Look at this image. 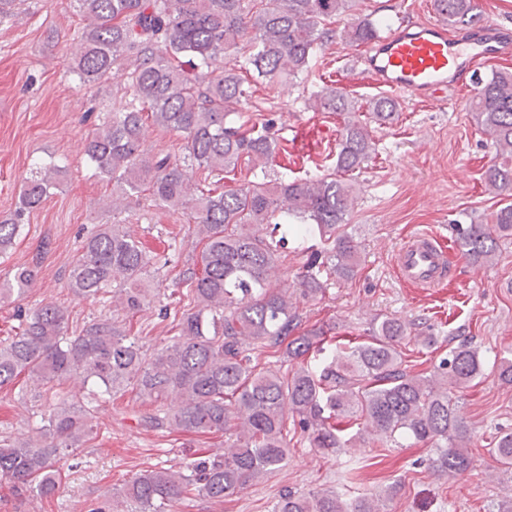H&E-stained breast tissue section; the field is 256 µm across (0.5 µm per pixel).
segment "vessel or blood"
<instances>
[{"label": "vessel or blood", "mask_w": 512, "mask_h": 512, "mask_svg": "<svg viewBox=\"0 0 512 512\" xmlns=\"http://www.w3.org/2000/svg\"><path fill=\"white\" fill-rule=\"evenodd\" d=\"M511 54V28L493 24L452 34L424 22L380 38L362 63L375 86L439 102L448 88L471 86L480 65ZM396 266L403 282L436 288L447 278V252L436 235L419 233L399 249Z\"/></svg>", "instance_id": "obj_1"}]
</instances>
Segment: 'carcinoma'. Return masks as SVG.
Wrapping results in <instances>:
<instances>
[{
  "instance_id": "cac0c4a2",
  "label": "carcinoma",
  "mask_w": 512,
  "mask_h": 512,
  "mask_svg": "<svg viewBox=\"0 0 512 512\" xmlns=\"http://www.w3.org/2000/svg\"><path fill=\"white\" fill-rule=\"evenodd\" d=\"M356 0H73L86 21L74 56L80 83L97 86L115 71L127 74L129 100L99 119L83 144L86 160L105 179L123 185L107 211L124 212L132 197L147 195L155 206L186 217L188 232L203 245L182 271L183 309L173 318L177 334L157 348L132 333V322L151 302L150 269L169 263L124 225L102 224L86 237L71 262L65 285L77 298L107 301L114 283L124 318L101 317L69 335L68 308L46 302L29 313L17 310L15 335L0 340V389L24 375L39 386L60 384L80 373L92 385L91 403L59 404L41 417L37 436L0 438V478L14 495H48L59 487L57 463L67 455L79 464L85 444L98 431L94 404L127 393L148 401L152 412L139 423L160 432L221 435L224 449L187 457L178 470H141L125 484L123 509L112 512H176L191 496L224 502L288 461V425L310 446L328 455L366 437L385 445L399 438L432 448L431 469L455 477L474 465V433L460 415V392L483 369L479 350L467 343L448 349L428 375L409 369L400 348L434 336H412L406 322L386 317L367 337L326 357L325 332H299V308L288 286L269 271L287 257L288 238L314 235L315 252L299 275L300 296L313 300L332 283L358 273L360 243L348 224L353 186L344 175L375 151L368 122L391 124L399 103L387 96L357 103L329 87L313 97L320 112L348 115L328 174L249 181L220 191L205 189L194 169L224 180L247 162L273 163L277 142L270 121L238 123L232 115L246 100L243 85L272 87L283 70H308L323 35ZM448 26L463 28L480 18L476 0H433ZM374 24L363 19L343 30L350 46L372 43ZM243 42V64L217 66ZM470 111L492 137L496 160L483 172L489 187L512 197V70L492 72ZM184 140L183 160L149 155L143 148L147 121ZM65 173L58 165L31 172L18 206L0 219V253L11 247L25 219ZM457 249L478 267L492 264L499 239L512 234V202L483 224H455ZM39 260L19 266L0 281V301L22 297L38 276ZM277 357L279 367L259 362ZM322 356L317 366L309 358ZM497 377L512 386V356L497 360ZM498 469L512 477V431L494 437L488 449ZM272 512H383L377 497L346 501L331 491L285 490Z\"/></svg>"
}]
</instances>
